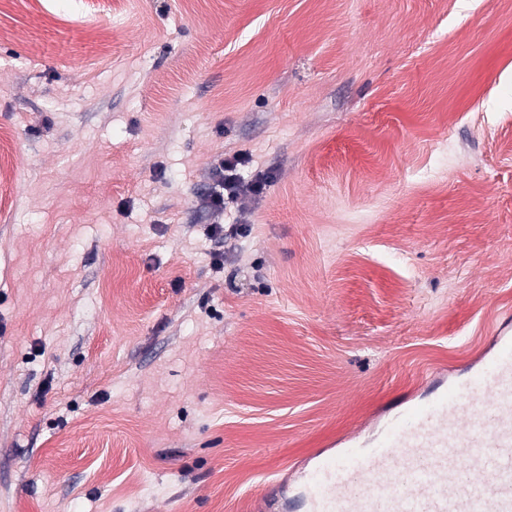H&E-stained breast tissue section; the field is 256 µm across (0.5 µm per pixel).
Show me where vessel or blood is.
I'll return each instance as SVG.
<instances>
[{"mask_svg": "<svg viewBox=\"0 0 512 512\" xmlns=\"http://www.w3.org/2000/svg\"><path fill=\"white\" fill-rule=\"evenodd\" d=\"M259 512H512V331L463 378L441 374L368 433L314 450Z\"/></svg>", "mask_w": 512, "mask_h": 512, "instance_id": "obj_1", "label": "vessel or blood"}]
</instances>
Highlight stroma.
<instances>
[{"label":"stroma","mask_w":512,"mask_h":512,"mask_svg":"<svg viewBox=\"0 0 512 512\" xmlns=\"http://www.w3.org/2000/svg\"><path fill=\"white\" fill-rule=\"evenodd\" d=\"M101 2L0 0V512H242L512 324V0ZM249 162V157L242 154H235L231 159L222 160L215 166L210 174L214 182V189L202 199V206L213 213L217 220L209 227L211 237L222 239H235L247 237L250 234V225L232 224L221 222L227 210L233 206L245 209L252 200L263 193L267 178L257 174L251 179H245L239 172L238 167ZM223 223L225 225H223Z\"/></svg>","instance_id":"stroma-1"}]
</instances>
